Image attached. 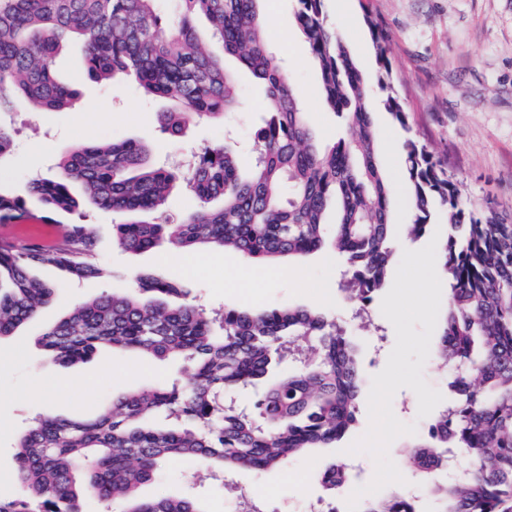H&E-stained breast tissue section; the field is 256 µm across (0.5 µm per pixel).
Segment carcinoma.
<instances>
[{
	"label": "carcinoma",
	"mask_w": 512,
	"mask_h": 512,
	"mask_svg": "<svg viewBox=\"0 0 512 512\" xmlns=\"http://www.w3.org/2000/svg\"><path fill=\"white\" fill-rule=\"evenodd\" d=\"M0 0V112L18 105L70 108L75 90L55 75L61 43L82 45L87 75L108 82L136 78L149 94L171 97L162 130L181 136L193 120L225 118L238 105L224 60L199 44L192 19L205 18L224 56L248 70L264 91L254 164L244 174L230 146L206 150L188 167L181 187L200 207L181 222L164 219L176 188L173 174L143 144L76 143L55 175L28 182L40 218L79 208L80 185L92 204L139 219L112 225L128 252L170 245L188 252L233 251L246 260L276 262L331 244L348 274L341 289L368 317L367 303L385 288L397 246L389 185L377 157L371 87L387 112L409 131L389 79L390 39L365 16L379 64L375 78L357 67L351 50L326 21L325 0H296V24L320 71L321 94L347 135L320 150L300 93L266 39L260 0ZM408 193L414 210L408 236L426 232L432 213L447 214L442 270L451 280L434 359L451 371L452 397L433 419L429 439L410 446L407 464L424 476L436 512H512V224L492 211L465 206L455 175L417 140H405ZM336 204L333 233L325 214ZM27 212L19 196L0 191V222ZM97 241L82 224L62 227L50 248L0 246V338L12 336L51 303L54 288L35 275L54 267L69 279L98 278ZM175 284L136 275L125 291H107L76 305L47 326L37 344L73 363L98 350L137 351L157 360L180 357L192 368L183 383L158 382L128 391L89 418L44 415L17 439V496L0 512H86V490L122 512H204L187 497L145 500L139 488L171 457L203 460L214 477L228 470L264 471L312 448L340 440L357 422L362 375L347 331L321 311L301 307L224 310L213 317L195 306H171L185 295ZM315 349L311 362L305 350ZM257 390L250 406L228 396ZM461 475L436 474L452 460ZM351 480L331 464L321 478L330 505ZM361 512H419L396 491L368 500Z\"/></svg>",
	"instance_id": "carcinoma-1"
}]
</instances>
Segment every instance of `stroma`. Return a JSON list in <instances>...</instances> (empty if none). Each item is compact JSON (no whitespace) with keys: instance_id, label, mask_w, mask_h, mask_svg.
<instances>
[{"instance_id":"35a3bbf8","label":"stroma","mask_w":512,"mask_h":512,"mask_svg":"<svg viewBox=\"0 0 512 512\" xmlns=\"http://www.w3.org/2000/svg\"><path fill=\"white\" fill-rule=\"evenodd\" d=\"M370 8L391 37L390 80L410 124L402 129L383 105H376L380 160L393 187L394 234L403 236L407 250L421 249L432 241L442 247L448 238L446 220L439 214L422 237L411 240L403 235L413 220L405 156L391 153L390 147L403 145L410 135L447 164L469 207L494 210L512 223V0H370ZM325 10L328 24L344 38L360 69L375 76L379 65L360 0H326ZM269 42L285 58L288 73L302 92L307 120L318 142L337 140L344 133L343 121L327 110L319 94V73L299 31L285 32L271 24ZM57 69L78 93L75 107L60 112L22 107L0 114V124L11 130L14 139L11 159L0 164L2 190L25 196L28 182L52 176L61 156L77 142L143 143L156 163L168 166L229 142L241 151L242 166L251 163L262 89L246 72L237 74L240 106L228 121H196L184 136L173 137L162 131L157 115L172 110L174 100L147 96L131 77L109 85L91 81L75 46L63 48ZM115 222L112 212L86 202L74 213L61 215L62 224H85L95 232L111 275L77 282L57 269H42L41 277L55 287L53 301L16 335L0 339V498L16 492L17 436L36 415L92 416L113 396L142 384L188 379V371L178 362L99 352L90 360L63 365L35 345L36 335L61 319L73 303L125 290L132 275L186 288L187 302L207 312L288 306L319 309L347 323L364 381L384 369L396 342L394 327L377 299L370 312L380 335L353 322L352 305L338 288L345 263L331 249L281 261L282 273L275 277L269 264L218 250L193 254L176 249L119 250L112 242ZM231 276L244 285V292L230 291L227 279ZM392 409L400 421L416 426L415 434L400 436L389 447L390 458L398 464L406 447L427 438L432 419L419 417L417 396L408 388L396 392ZM368 425V406L363 403L355 426L336 444L312 449L279 469H240L225 473L220 481L199 470L196 461L172 458L165 462L159 480L146 483L139 495L145 499L188 496L198 500L205 512H237L236 497L228 491L233 485L262 500L266 512H309L323 494L317 472L334 462L352 475L349 486L336 492V505L344 512L352 488L369 483L374 475L368 454L347 451Z\"/></svg>"}]
</instances>
